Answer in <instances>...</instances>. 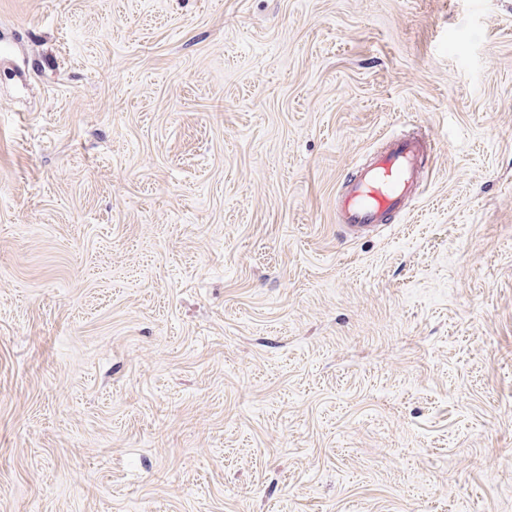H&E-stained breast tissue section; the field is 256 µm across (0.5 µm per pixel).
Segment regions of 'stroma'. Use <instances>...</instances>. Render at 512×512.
I'll use <instances>...</instances> for the list:
<instances>
[{
  "label": "stroma",
  "mask_w": 512,
  "mask_h": 512,
  "mask_svg": "<svg viewBox=\"0 0 512 512\" xmlns=\"http://www.w3.org/2000/svg\"><path fill=\"white\" fill-rule=\"evenodd\" d=\"M0 512H512V0H0ZM426 155L423 139L406 134L392 137L384 151L343 183L336 196L340 226L358 230L390 224L418 194Z\"/></svg>",
  "instance_id": "obj_1"
}]
</instances>
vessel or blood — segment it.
Wrapping results in <instances>:
<instances>
[{"label": "vessel or blood", "instance_id": "1", "mask_svg": "<svg viewBox=\"0 0 512 512\" xmlns=\"http://www.w3.org/2000/svg\"><path fill=\"white\" fill-rule=\"evenodd\" d=\"M426 155L423 139L406 134L392 137L384 151L343 183L336 196L340 226L380 228L403 213L408 200L420 190Z\"/></svg>", "mask_w": 512, "mask_h": 512}]
</instances>
